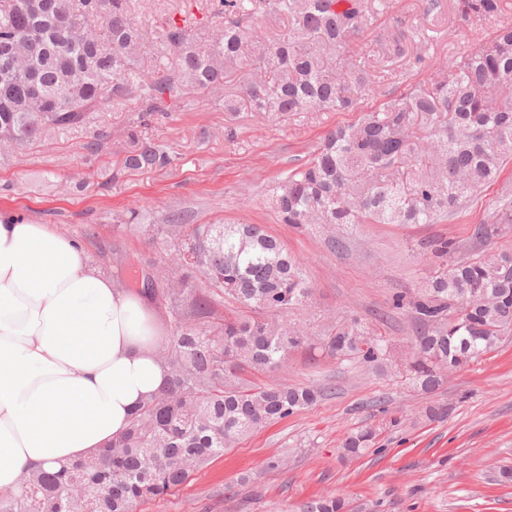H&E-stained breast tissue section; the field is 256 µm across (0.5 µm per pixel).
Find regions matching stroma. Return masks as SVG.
I'll use <instances>...</instances> for the list:
<instances>
[{"instance_id": "35a3bbf8", "label": "stroma", "mask_w": 512, "mask_h": 512, "mask_svg": "<svg viewBox=\"0 0 512 512\" xmlns=\"http://www.w3.org/2000/svg\"><path fill=\"white\" fill-rule=\"evenodd\" d=\"M426 6L427 0H391L388 13L364 28L359 46L373 60L381 57L378 26L425 31L406 58L392 62L397 79L387 93L404 92L472 43L488 40L496 28L459 20L451 0L435 17L426 15ZM207 9L206 0H133L135 15L149 27L162 15L189 10L211 28L217 20ZM382 101L375 94L355 113L301 112L278 119L265 112L231 113L221 98L191 94L167 114L143 122L135 99L115 100L87 126L52 130L33 146L0 156V213L52 226L108 269L129 257L163 264L168 245L159 226L174 213L189 224H261L306 263L313 295L295 311L296 322L318 334L328 324L356 318L404 346L414 326L406 312L391 309V298L432 274L431 242L455 239L461 259L512 252V234L489 241L472 235L503 188L512 189V165L459 216L438 224H347L331 233L318 225L298 231L280 223L273 187L310 159L329 130L354 123L359 111ZM97 131L105 138L98 149H88ZM137 138L162 145L172 165L125 169ZM137 206L147 207L150 231L126 228L128 211ZM334 234L343 238L342 247H332ZM276 377L332 391L243 438L193 471L177 491L141 504L137 512H295L323 495L344 497L351 512H512V482L498 479L499 470L512 468V338L452 373L432 394L413 389L402 375L308 347L289 351ZM434 404L448 406L447 417L420 419ZM387 414L402 423L382 431L379 452L341 460L345 436L378 426ZM273 456L284 458V466L267 468Z\"/></svg>"}]
</instances>
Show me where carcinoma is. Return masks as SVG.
Instances as JSON below:
<instances>
[{"label":"carcinoma","mask_w":512,"mask_h":512,"mask_svg":"<svg viewBox=\"0 0 512 512\" xmlns=\"http://www.w3.org/2000/svg\"><path fill=\"white\" fill-rule=\"evenodd\" d=\"M465 22L495 20L487 43L471 46L398 96L328 132L311 159L276 186L272 204L283 224H437L459 215L477 192L495 184L512 163V17L506 0H454ZM222 26L202 39L189 23L163 16L148 31L130 0H0V133L3 145L30 146L55 128L82 127L102 106L128 97L142 118L166 112L185 96L224 92V111L353 112L392 78L385 65L362 59L354 44L365 22L389 0H213ZM288 21V36L262 41L244 19ZM153 37H148V33ZM154 40L156 59L138 54ZM24 43V67L12 66ZM383 56L410 51L401 32L378 35ZM175 60L170 67L166 59ZM172 157L143 142L125 159L131 170L165 167ZM512 231V193L499 197L473 237ZM172 261L143 270L128 263L123 287L174 315L162 344L169 383L141 406L125 434L97 454L33 470L19 492L0 499V512H135L161 499L237 440L319 401L324 386L271 381L249 387L248 366L274 376L288 351L310 341L289 313L313 292L303 260L261 224H185L174 213L167 228ZM451 238L431 247L438 270L392 307L416 326L409 357L357 319L316 337L340 360H396L408 380L437 389L459 370L512 337V253L454 259ZM209 288L261 312L248 320L209 323ZM375 429L349 434L344 455L375 446ZM298 512H346L344 500L322 497Z\"/></svg>","instance_id":"1"}]
</instances>
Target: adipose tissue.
I'll return each mask as SVG.
<instances>
[{
	"mask_svg": "<svg viewBox=\"0 0 512 512\" xmlns=\"http://www.w3.org/2000/svg\"><path fill=\"white\" fill-rule=\"evenodd\" d=\"M167 334L152 303L80 243L0 214V496L123 434L168 385Z\"/></svg>",
	"mask_w": 512,
	"mask_h": 512,
	"instance_id": "1",
	"label": "adipose tissue"
}]
</instances>
